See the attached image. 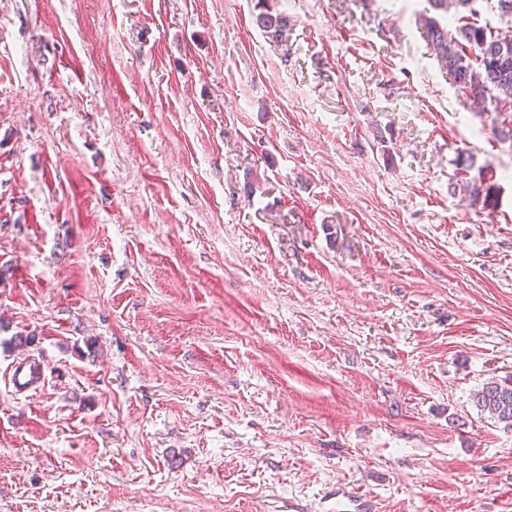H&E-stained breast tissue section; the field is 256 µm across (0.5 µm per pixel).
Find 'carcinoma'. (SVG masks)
<instances>
[{
  "instance_id": "1",
  "label": "carcinoma",
  "mask_w": 512,
  "mask_h": 512,
  "mask_svg": "<svg viewBox=\"0 0 512 512\" xmlns=\"http://www.w3.org/2000/svg\"><path fill=\"white\" fill-rule=\"evenodd\" d=\"M429 13L422 17L425 40L432 54L448 71L454 84L473 105L493 99L504 110L512 108V0H495L501 26L481 22L485 0H427ZM255 25L268 42L287 41L291 19L273 8L270 0H257ZM456 164L460 182L448 191L462 188L474 202L488 203L499 189L488 167H475L474 156L460 153ZM477 170V175L469 176ZM477 408L491 419L512 429V378L491 380L473 396Z\"/></svg>"
}]
</instances>
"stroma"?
Here are the masks:
<instances>
[{"mask_svg": "<svg viewBox=\"0 0 512 512\" xmlns=\"http://www.w3.org/2000/svg\"><path fill=\"white\" fill-rule=\"evenodd\" d=\"M255 4L0 0V512H512V145L426 0ZM270 1L257 0L255 8L258 13L254 16V22L269 43L279 46L287 42L288 30L292 24L288 13L273 8ZM458 182L449 183L448 191L455 194L457 188L468 193V196L475 202L482 201L483 204H487L492 198L496 197L498 189L500 187L495 182L493 174H490L488 166H479L477 168V175L473 177L460 176ZM9 382L16 391L25 392L44 382V376L33 361L19 363L9 373ZM473 401L481 412L512 429V378L484 383L474 394Z\"/></svg>", "mask_w": 512, "mask_h": 512, "instance_id": "1", "label": "stroma"}]
</instances>
